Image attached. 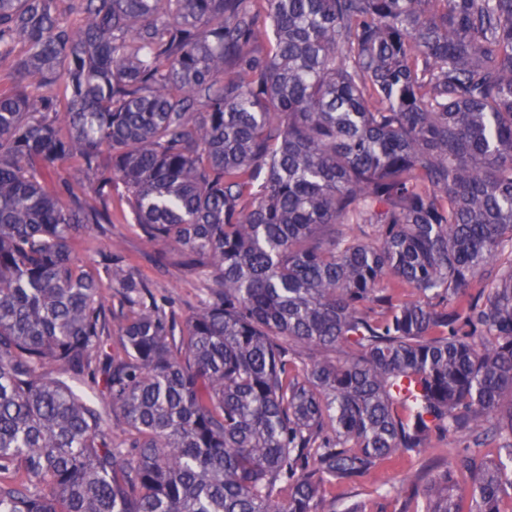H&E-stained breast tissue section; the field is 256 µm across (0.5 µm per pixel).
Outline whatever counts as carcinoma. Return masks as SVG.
<instances>
[{"label":"carcinoma","mask_w":512,"mask_h":512,"mask_svg":"<svg viewBox=\"0 0 512 512\" xmlns=\"http://www.w3.org/2000/svg\"><path fill=\"white\" fill-rule=\"evenodd\" d=\"M58 2L0 0V512H336L443 435L399 512H512V0ZM119 183L182 323L74 253Z\"/></svg>","instance_id":"1"}]
</instances>
